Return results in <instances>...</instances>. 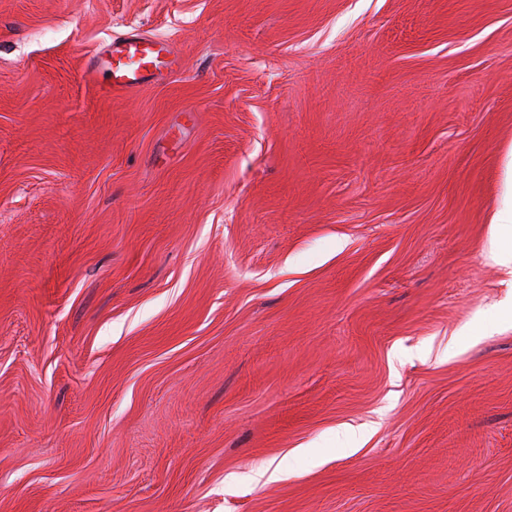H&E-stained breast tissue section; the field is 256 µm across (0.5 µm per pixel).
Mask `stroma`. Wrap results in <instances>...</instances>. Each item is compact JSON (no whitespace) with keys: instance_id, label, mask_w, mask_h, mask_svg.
Returning <instances> with one entry per match:
<instances>
[{"instance_id":"stroma-1","label":"stroma","mask_w":512,"mask_h":512,"mask_svg":"<svg viewBox=\"0 0 512 512\" xmlns=\"http://www.w3.org/2000/svg\"><path fill=\"white\" fill-rule=\"evenodd\" d=\"M511 160L512 0H0V512H512ZM177 56L166 42L130 33L112 41L103 67L110 92L125 93L148 84L156 74L171 71ZM507 193L502 208L495 215L491 223V241L498 242L502 232L507 229L512 235V160L507 165L506 178Z\"/></svg>"}]
</instances>
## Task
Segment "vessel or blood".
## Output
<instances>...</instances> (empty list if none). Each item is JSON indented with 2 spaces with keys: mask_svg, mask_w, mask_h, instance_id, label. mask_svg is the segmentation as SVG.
<instances>
[{
  "mask_svg": "<svg viewBox=\"0 0 512 512\" xmlns=\"http://www.w3.org/2000/svg\"><path fill=\"white\" fill-rule=\"evenodd\" d=\"M177 56L166 42L130 33L112 42L103 71H89V81L106 73L109 91L125 93L148 84L155 75L172 70Z\"/></svg>",
  "mask_w": 512,
  "mask_h": 512,
  "instance_id": "1",
  "label": "vessel or blood"
}]
</instances>
